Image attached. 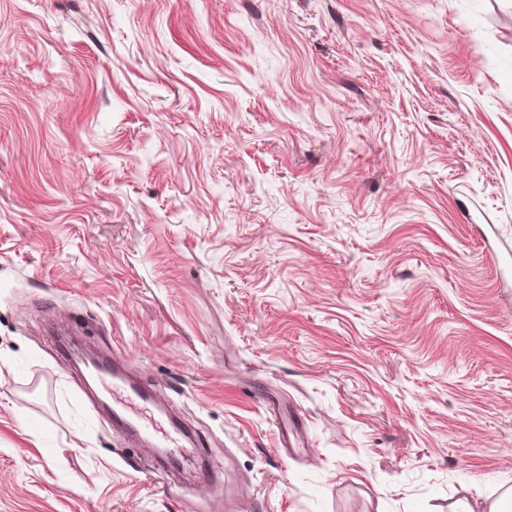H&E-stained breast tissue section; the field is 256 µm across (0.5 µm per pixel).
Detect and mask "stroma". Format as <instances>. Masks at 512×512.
Returning <instances> with one entry per match:
<instances>
[{
  "mask_svg": "<svg viewBox=\"0 0 512 512\" xmlns=\"http://www.w3.org/2000/svg\"><path fill=\"white\" fill-rule=\"evenodd\" d=\"M510 486L512 0H0V512ZM110 373H112V387L122 390V394L124 395V401L127 402V404H131V402L135 400H141L143 402L149 401L147 395L141 389V387L130 383L127 380V378L119 372L118 369L113 368L111 370L100 371V374Z\"/></svg>",
  "mask_w": 512,
  "mask_h": 512,
  "instance_id": "stroma-1",
  "label": "stroma"
}]
</instances>
